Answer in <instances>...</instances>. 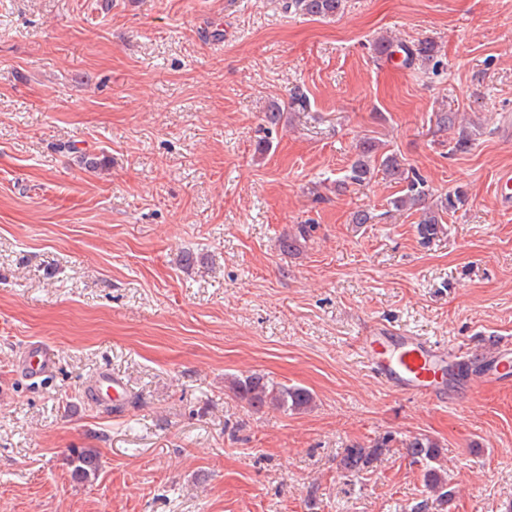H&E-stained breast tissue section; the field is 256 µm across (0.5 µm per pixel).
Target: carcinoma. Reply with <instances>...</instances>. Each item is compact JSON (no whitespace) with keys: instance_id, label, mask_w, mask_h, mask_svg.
<instances>
[{"instance_id":"obj_1","label":"carcinoma","mask_w":512,"mask_h":512,"mask_svg":"<svg viewBox=\"0 0 512 512\" xmlns=\"http://www.w3.org/2000/svg\"><path fill=\"white\" fill-rule=\"evenodd\" d=\"M343 0H286V8L309 17H327L338 14ZM382 51L387 52L396 47L403 53V64L411 67L419 61L433 64L436 60V45L430 40H421L413 45L395 44L388 38H380ZM383 172L394 183L401 186L400 195L390 200V205L397 210L416 209L421 213L417 224L420 238L427 242L444 231V215L454 213L466 203V193L456 188L431 203L433 189L426 177L414 167L400 159L396 154L381 152L380 142L372 137L362 139L356 146L354 159L351 161L344 178L339 185L367 183L377 172ZM228 388L233 395L256 411L274 408L288 411H300L308 408L312 395L305 389L294 386L274 384L262 375L250 374L243 377L234 376L227 379ZM391 438L376 440L367 448L355 446L347 449L341 464L343 470L357 475L377 460L389 447ZM408 453L418 462L425 463L424 482L429 492L440 504L448 502V480L443 471L431 465L438 457L437 444L426 437H414L405 443ZM71 480L77 484H90L98 479L101 471L99 453L94 448H72L66 458Z\"/></svg>"}]
</instances>
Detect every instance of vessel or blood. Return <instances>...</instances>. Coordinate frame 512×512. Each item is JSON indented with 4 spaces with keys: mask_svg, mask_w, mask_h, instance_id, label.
I'll return each instance as SVG.
<instances>
[{
    "mask_svg": "<svg viewBox=\"0 0 512 512\" xmlns=\"http://www.w3.org/2000/svg\"><path fill=\"white\" fill-rule=\"evenodd\" d=\"M366 356L374 374L397 393L428 403L455 400L462 383L456 362L463 349H449L425 338L406 332L398 333L380 326L370 328L363 338ZM55 360L46 345L32 343L16 360L19 375L29 380L46 378L54 369ZM484 375L495 382L512 383V342L497 344L487 356L482 368ZM88 392L102 399L112 411H121L128 396V387L111 370L100 371Z\"/></svg>",
    "mask_w": 512,
    "mask_h": 512,
    "instance_id": "vessel-or-blood-1",
    "label": "vessel or blood"
}]
</instances>
